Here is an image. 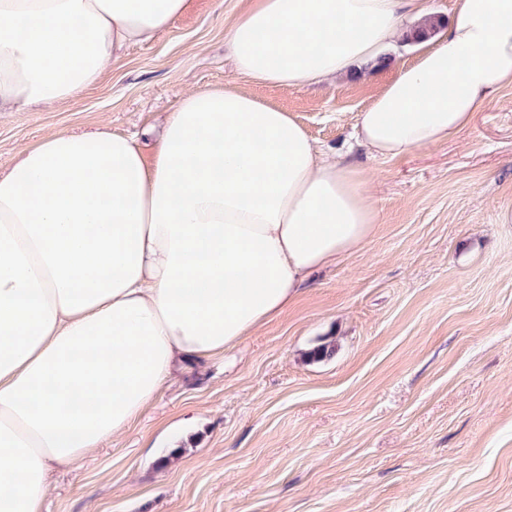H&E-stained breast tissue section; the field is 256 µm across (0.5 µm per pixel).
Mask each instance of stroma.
Instances as JSON below:
<instances>
[{
	"instance_id": "stroma-1",
	"label": "stroma",
	"mask_w": 512,
	"mask_h": 512,
	"mask_svg": "<svg viewBox=\"0 0 512 512\" xmlns=\"http://www.w3.org/2000/svg\"><path fill=\"white\" fill-rule=\"evenodd\" d=\"M236 0H193L59 105L0 112V164L54 131L139 134L237 82ZM303 89L248 84L366 165L380 222L223 359L167 382L119 436L56 470L43 512H512V87L448 142L372 158L352 139L413 45ZM335 342L312 363L314 346Z\"/></svg>"
}]
</instances>
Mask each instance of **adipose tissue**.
<instances>
[{
  "mask_svg": "<svg viewBox=\"0 0 512 512\" xmlns=\"http://www.w3.org/2000/svg\"><path fill=\"white\" fill-rule=\"evenodd\" d=\"M236 72L301 89L378 64L425 0H241ZM191 0H0V112L74 99ZM512 86V0H459L357 115L373 155L466 130ZM357 162L238 86L181 97L152 156L107 127L52 132L0 169V512L110 443L180 360L223 355L379 222Z\"/></svg>",
  "mask_w": 512,
  "mask_h": 512,
  "instance_id": "1",
  "label": "adipose tissue"
}]
</instances>
